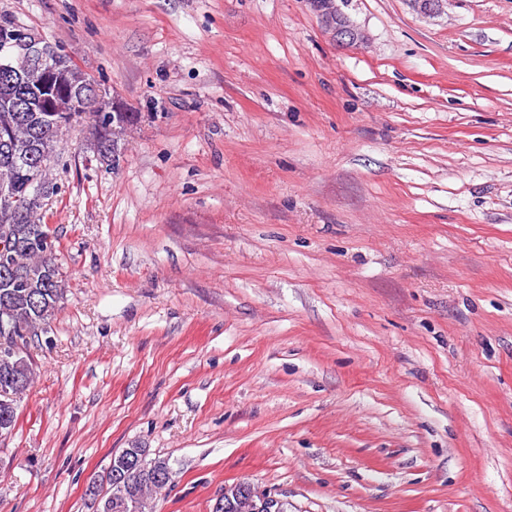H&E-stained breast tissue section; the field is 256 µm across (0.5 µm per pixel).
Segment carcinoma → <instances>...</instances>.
<instances>
[{"mask_svg": "<svg viewBox=\"0 0 512 512\" xmlns=\"http://www.w3.org/2000/svg\"><path fill=\"white\" fill-rule=\"evenodd\" d=\"M13 78L0 73V182L12 185L15 194L23 198L34 192L37 183L31 181L30 161L33 155L46 156L38 179L46 182L51 165L58 164V138L46 131V120L52 110H69L78 91L87 79L78 70L61 73V85L43 103L41 112H14L11 109ZM139 113L126 110L125 118L103 127V132L91 137L86 151L99 154L105 161L119 159L118 141L123 132L136 124ZM60 241L50 225L41 222L38 214L24 211L12 224V244L0 240V322L7 320L12 335L24 346L48 333L65 296V282L56 266ZM35 378V363L31 355L21 352L12 358H0V437L12 432L16 425V405ZM137 495L131 500L124 484L107 472L105 492L91 493L97 502V512H154L151 493L166 488L154 480L151 473L130 477Z\"/></svg>", "mask_w": 512, "mask_h": 512, "instance_id": "obj_1", "label": "carcinoma"}]
</instances>
